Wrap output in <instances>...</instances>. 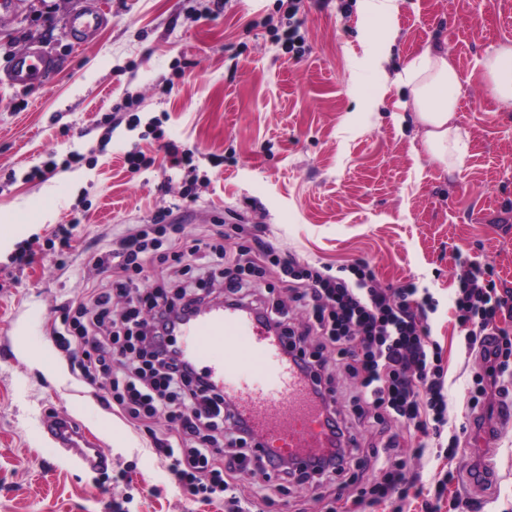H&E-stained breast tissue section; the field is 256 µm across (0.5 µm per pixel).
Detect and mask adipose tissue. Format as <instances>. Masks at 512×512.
<instances>
[{"label":"adipose tissue","instance_id":"adipose-tissue-1","mask_svg":"<svg viewBox=\"0 0 512 512\" xmlns=\"http://www.w3.org/2000/svg\"><path fill=\"white\" fill-rule=\"evenodd\" d=\"M480 65L500 110L512 112V44L494 48ZM400 79L411 88V105L424 130V145L431 160L445 166L461 165L466 142L453 124L460 80L447 53L437 47L424 48L408 62Z\"/></svg>","mask_w":512,"mask_h":512}]
</instances>
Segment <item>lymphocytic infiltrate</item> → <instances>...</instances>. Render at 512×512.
<instances>
[{
    "label": "lymphocytic infiltrate",
    "instance_id": "f902f5d3",
    "mask_svg": "<svg viewBox=\"0 0 512 512\" xmlns=\"http://www.w3.org/2000/svg\"><path fill=\"white\" fill-rule=\"evenodd\" d=\"M131 98L113 104L100 122L112 125L115 113L127 112L129 130L147 127L159 143L172 167L190 172L199 169L200 153L165 139L161 121L141 119L132 113ZM171 207L159 208L150 224L125 236L119 248L96 254L92 263L110 275L109 281L87 295L62 304L64 316L54 336L58 347L69 355L71 365L88 383L99 375H111L115 358L129 360L122 376L113 377L111 399L128 419L137 421L166 416L171 424L166 438L158 440L153 453L175 477L190 499L211 503L220 499L225 512H251L254 498L238 495L233 483L248 474L251 464L260 470H273L277 478L335 480L348 470L349 447L356 426H381L385 439L373 447L378 467L368 487L362 488L358 503L393 502L392 512H404V503L415 495L423 500V512H440L449 482L455 475L440 471L431 485H423L420 475H408L409 459L425 456L426 437L447 438L438 457L454 459L459 447L458 434H446L449 424L446 372L442 348L431 336L427 323L437 303L428 289L409 281L396 288L376 284L368 264L340 266L330 274L293 258L281 257L274 246L256 237L249 224L233 225L241 239H253V246L241 248L234 264H225L223 238L200 245L166 240L165 222ZM168 247L172 259L181 263L207 251L209 257L224 263V299L237 306H250L255 294L252 284L263 277L267 266L278 267L281 279L302 308V327L288 321L279 307H254L258 320L275 328L288 342L298 369L312 380L316 398H324V375L330 362L343 365L355 380L351 418L329 409L326 424L330 448L311 467L297 469L274 453L249 457L246 452L224 456L211 448V430L219 421L231 422L240 443H247L252 432L235 406L225 402L222 392L208 382L204 372L182 357L174 309L190 313L204 302L192 288L169 292L164 287L142 288L140 274L152 251ZM124 299L121 317H114V299ZM456 320L464 331L466 355H478L480 367L464 392L470 408H478L488 389L498 394L511 392L503 377L512 369V289L498 288L491 268L462 263L455 292ZM252 306V305H251ZM418 436L410 456L399 452L400 436L392 425Z\"/></svg>",
    "mask_w": 512,
    "mask_h": 512
}]
</instances>
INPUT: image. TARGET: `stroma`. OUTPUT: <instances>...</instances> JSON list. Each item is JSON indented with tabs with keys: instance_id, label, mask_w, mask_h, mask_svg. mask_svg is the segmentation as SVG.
I'll return each instance as SVG.
<instances>
[{
	"instance_id": "35a3bbf8",
	"label": "stroma",
	"mask_w": 512,
	"mask_h": 512,
	"mask_svg": "<svg viewBox=\"0 0 512 512\" xmlns=\"http://www.w3.org/2000/svg\"><path fill=\"white\" fill-rule=\"evenodd\" d=\"M104 12L97 40L76 46L70 17ZM280 0H20L0 16V70L38 44L56 62L23 92L0 84V512H224L196 503L150 450L165 417L134 422L105 408L111 380L74 375L52 336L60 305L100 287L92 254L116 248L129 229L174 205L185 243L209 241L239 219L261 225L284 256L318 267L368 261L381 287L412 280L438 301L428 323L442 347L454 427H468L463 402L475 361L466 359L453 300L459 261L492 265L512 288V112L500 111L480 61L512 42V0H395L389 16L361 0H302L307 52L288 54L272 36ZM448 53L460 86L454 123L468 135L461 166L433 163L396 76L426 46ZM386 53L373 68L371 55ZM141 118H162L165 138L205 153L192 199L187 175L166 164L130 172L126 155L157 153L154 140L98 124L126 95ZM84 154L81 168L27 182L47 161ZM84 212L70 245L54 232ZM74 416L111 457L108 471L71 463L44 433L52 416ZM486 485L456 478L448 496L463 512H512V428L489 453ZM130 479L117 481L120 471ZM246 494H271L267 512H327L331 484H289L274 493L263 476Z\"/></svg>"
}]
</instances>
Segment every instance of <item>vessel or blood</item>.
Here are the masks:
<instances>
[{
  "mask_svg": "<svg viewBox=\"0 0 512 512\" xmlns=\"http://www.w3.org/2000/svg\"><path fill=\"white\" fill-rule=\"evenodd\" d=\"M103 21L95 11L74 14L69 25L71 40L94 42ZM52 67L51 57L30 45L14 55L6 82L12 89L26 90L40 83ZM182 333L185 352L223 389L225 400L245 415L264 447L277 449L301 465L324 453L328 437L324 408L311 394V381L291 366L286 347L255 316L212 307L186 323ZM219 346L224 349L220 355L215 352ZM511 424L512 403L497 405L493 424L471 422L472 445L490 447ZM45 432L78 467L95 473L108 468L110 455L81 435L72 418L53 417Z\"/></svg>",
  "mask_w": 512,
  "mask_h": 512,
  "instance_id": "vessel-or-blood-1",
  "label": "vessel or blood"
}]
</instances>
